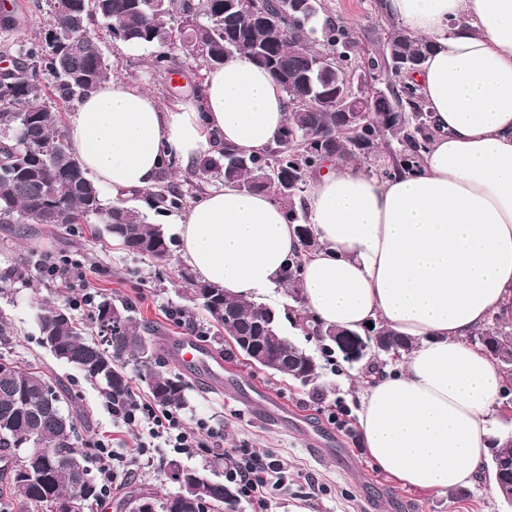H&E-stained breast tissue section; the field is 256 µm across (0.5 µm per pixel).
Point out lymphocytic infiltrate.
Listing matches in <instances>:
<instances>
[{"mask_svg": "<svg viewBox=\"0 0 512 512\" xmlns=\"http://www.w3.org/2000/svg\"><path fill=\"white\" fill-rule=\"evenodd\" d=\"M37 275L82 289L84 305H93L95 301L94 294L86 290L87 274L81 262L50 258L41 264ZM104 404L117 425L138 429L141 448L153 447L160 440L184 454L221 449L228 463L227 478L239 496L251 503L253 512H267L270 494L288 487L287 461L258 454L243 445L225 447L221 431L203 424L186 427L177 408L157 406L134 391L122 398L105 397Z\"/></svg>", "mask_w": 512, "mask_h": 512, "instance_id": "lymphocytic-infiltrate-1", "label": "lymphocytic infiltrate"}]
</instances>
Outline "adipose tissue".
<instances>
[{"label": "adipose tissue", "mask_w": 512, "mask_h": 512, "mask_svg": "<svg viewBox=\"0 0 512 512\" xmlns=\"http://www.w3.org/2000/svg\"><path fill=\"white\" fill-rule=\"evenodd\" d=\"M435 49L414 81L434 132L420 169L390 179L330 165L304 210L318 248L305 260V308L323 326L381 322L417 345L364 379L361 442L404 486L444 493L485 468L506 378L470 342L491 319L512 322V0H385ZM286 95L245 59L203 74L201 99L173 107L112 77L79 102L74 155L113 198L152 189L168 157L196 165L228 143L267 148ZM201 278L248 298L301 251L286 206L268 193L207 189L169 213Z\"/></svg>", "instance_id": "1"}]
</instances>
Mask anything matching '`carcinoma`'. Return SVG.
Masks as SVG:
<instances>
[{
  "label": "carcinoma",
  "mask_w": 512,
  "mask_h": 512,
  "mask_svg": "<svg viewBox=\"0 0 512 512\" xmlns=\"http://www.w3.org/2000/svg\"><path fill=\"white\" fill-rule=\"evenodd\" d=\"M309 19L289 23L290 0H264L258 16L249 13L244 0H50L49 22L44 35L22 44L21 62L0 76V224H15L25 233L27 224L72 228L98 220L119 238L126 250L157 262L169 260L176 237L149 217H162L182 208L185 195L159 186L145 199L148 211L118 202L104 207L99 187L88 177L58 131L59 106L81 98L112 77L114 65L100 47V35L92 25L115 41L154 49L151 66L166 76L179 69V59L199 67L224 65L231 57H243L266 70L286 94L288 121L273 145L246 154L224 145L206 156L198 175L214 176L240 190L269 192L287 205L289 221L296 225L304 254L318 243L302 206L310 188L309 176L334 158L372 161L382 140L396 143L393 161L376 170L390 178L420 165L432 138L431 120L418 87L406 74L389 71L393 89L385 98L371 101L366 115L351 113L350 131L341 132L346 113L336 98L348 72L358 63L357 41L343 23L327 14L322 0H309ZM434 51L432 41L394 26L382 50L389 67L397 62L425 61ZM48 87L55 105L48 104ZM276 172L278 188L268 185L266 174ZM303 254L288 259L280 285L288 288L286 309L274 310L266 327L259 325L263 303L236 298L223 288L193 277L188 269L181 277L192 286L193 300L207 315L206 329L226 334L235 350L241 336L266 337L269 361L255 367L283 378L315 386L323 365L317 357L292 343L284 323L322 343L325 358L336 354L331 337L346 329L324 328L305 310L298 288ZM41 343L58 360L77 368L89 381L117 398L131 388L124 359L152 358L145 337L147 327L126 302L102 300L93 319L97 338L87 339L83 326L68 308L44 304L36 316ZM111 329L108 339L104 328ZM401 357L410 355L414 340L400 336L383 324L370 329ZM499 365L512 364V330L498 322L471 337ZM288 354V366L276 360ZM152 400L161 406L185 402L182 381L147 368L144 376ZM68 394L44 371L29 361L0 354V512H13L14 503L35 512H58L61 496L69 497L67 512H84L101 498L99 481L76 451L73 439L76 419L64 412ZM39 445L42 456L29 461L19 451ZM81 469L87 481L76 486L70 466ZM170 477L179 491L164 497L133 490L118 503L127 512H236L238 499L224 482L172 463Z\"/></svg>",
  "instance_id": "carcinoma-1"
}]
</instances>
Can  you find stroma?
Returning a JSON list of instances; mask_svg holds the SVG:
<instances>
[{"mask_svg": "<svg viewBox=\"0 0 512 512\" xmlns=\"http://www.w3.org/2000/svg\"><path fill=\"white\" fill-rule=\"evenodd\" d=\"M24 12L16 26L0 29V63L12 66L19 45L45 28L48 21L45 0H23ZM381 0H324L329 15L343 22L354 33L360 56L359 65H367L379 56L391 19ZM101 49L112 61L118 76L132 86L152 92L166 106L187 99V92H176L150 66V49L128 46L103 38ZM53 250L83 261L88 281L97 297L134 305L136 315L145 321L149 337L156 347L185 335L172 313L200 314L185 284L178 277L183 261L172 254L166 262L140 259L129 254L103 223L84 224L69 230L62 227L34 225L25 237H16L0 227V270L24 267L25 278L9 280L0 286V317L7 322L8 350L14 357L33 360L53 379L59 381L77 401L81 415L77 420L75 444L85 455L91 472H98L93 442L102 435L115 436L118 453L129 457V474L112 487L102 499L105 512H118L117 504L127 492L141 490L166 495L178 486L168 477L167 464L177 461L184 467L223 479L224 463L215 453L181 454L170 448L150 449V461L131 458L137 446V431L124 427L113 429L112 419L102 407L104 394L95 383L86 380L70 365L56 360L42 347L36 315L41 301L70 305L76 319L96 335L93 314L86 308L73 307L81 293L37 278L33 263L43 251ZM211 350L228 355L224 384L217 387L195 376L183 375L181 368L167 363L170 374L183 376L187 385L186 402L180 412L187 426L207 422L224 434L225 447L244 444L258 454L287 460L294 476L284 492H274L269 512H512V505L501 500L490 474H483L474 484L447 493L420 491L403 486L378 469L363 448L357 430V384L362 367L333 370L325 366L320 393L297 387L292 381L246 366L244 360L230 353L223 337L209 335L205 341ZM250 393L262 407L287 403L307 421V428L289 424L285 428L266 425L255 411L247 410L238 400ZM336 438L343 455L319 458L311 448L320 433Z\"/></svg>", "mask_w": 512, "mask_h": 512, "instance_id": "obj_1", "label": "stroma"}]
</instances>
